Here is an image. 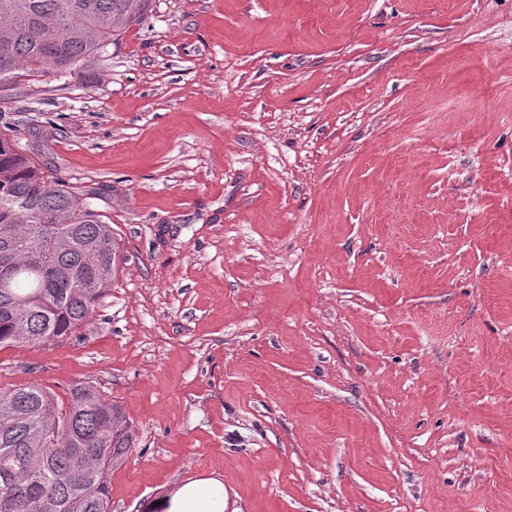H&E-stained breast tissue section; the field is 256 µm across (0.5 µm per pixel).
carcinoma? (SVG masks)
<instances>
[{"label": "carcinoma", "mask_w": 512, "mask_h": 512, "mask_svg": "<svg viewBox=\"0 0 512 512\" xmlns=\"http://www.w3.org/2000/svg\"><path fill=\"white\" fill-rule=\"evenodd\" d=\"M150 0H0V84L105 60ZM91 194L52 178L0 136V348L64 341L125 263ZM122 407L92 386L0 387V512H110V479L136 447Z\"/></svg>", "instance_id": "obj_1"}]
</instances>
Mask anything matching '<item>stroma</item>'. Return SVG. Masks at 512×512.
Returning a JSON list of instances; mask_svg holds the SVG:
<instances>
[{"instance_id":"stroma-1","label":"stroma","mask_w":512,"mask_h":512,"mask_svg":"<svg viewBox=\"0 0 512 512\" xmlns=\"http://www.w3.org/2000/svg\"><path fill=\"white\" fill-rule=\"evenodd\" d=\"M0 134L127 263L0 387L93 385L111 512H512V0H151ZM223 501H212L208 493H201L195 486L187 488L179 502L167 512H221Z\"/></svg>"}]
</instances>
